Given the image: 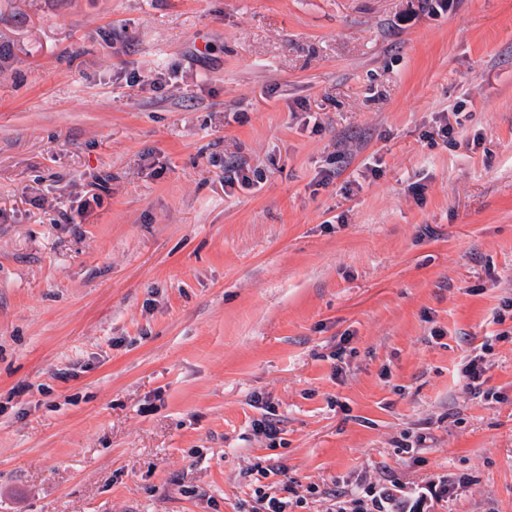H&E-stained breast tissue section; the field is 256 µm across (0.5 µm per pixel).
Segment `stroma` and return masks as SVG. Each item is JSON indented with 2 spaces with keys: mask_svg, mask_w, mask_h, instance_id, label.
<instances>
[{
  "mask_svg": "<svg viewBox=\"0 0 512 512\" xmlns=\"http://www.w3.org/2000/svg\"><path fill=\"white\" fill-rule=\"evenodd\" d=\"M508 300L512 0H0V512H512Z\"/></svg>",
  "mask_w": 512,
  "mask_h": 512,
  "instance_id": "obj_1",
  "label": "stroma"
}]
</instances>
